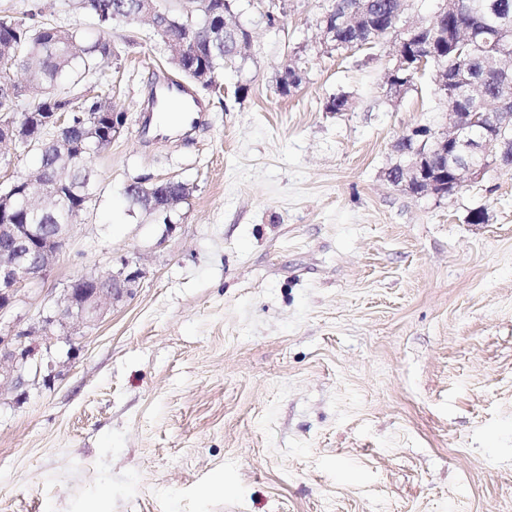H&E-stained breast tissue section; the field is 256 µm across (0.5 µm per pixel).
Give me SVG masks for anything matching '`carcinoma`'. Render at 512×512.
Returning <instances> with one entry per match:
<instances>
[{"instance_id":"1","label":"carcinoma","mask_w":512,"mask_h":512,"mask_svg":"<svg viewBox=\"0 0 512 512\" xmlns=\"http://www.w3.org/2000/svg\"><path fill=\"white\" fill-rule=\"evenodd\" d=\"M359 7L367 9L373 16V23L380 30L391 26L393 13L398 0H354ZM80 8L94 17L103 28L111 27L118 10L134 12L140 8V0H79ZM223 0H211L210 6L202 15L193 20H181L176 15L163 11L157 16L160 29L157 33L173 41L187 42L195 48L190 59L195 66L185 72L191 78L201 70L216 74L224 68V53L233 49V38L221 34L220 13ZM512 20V0H463V8L457 13H448L445 18L420 22L419 32L412 41L415 53L428 55L425 67L435 69L436 75L456 73L465 70L470 74L484 76L485 57L493 52L500 57L501 65L512 69V44L505 45L499 38V24L502 19ZM473 27L478 30L477 40L467 48L464 63L448 52V43L442 42V32L455 27ZM18 52V63L26 70L28 82L42 91V105L31 108L34 116L30 119L31 128L25 134L37 135V143L42 145L41 159L45 160L47 171H52L55 148L52 139L46 137L45 118L51 112H64L68 124L56 129L57 136L78 141L84 137L88 116L100 113V123L104 132L86 138V147L94 150L100 139L111 143L112 118L122 119L124 115L115 113L108 94H97L81 101L77 98H59L52 88L64 76L77 77L86 71L100 67L114 55L110 42L98 39L89 44L76 30H62L51 25L28 26L23 23L0 21V51ZM431 127L418 125L403 139L404 147L410 148L423 141L431 140ZM93 186V174L88 169L69 174L59 186L57 203L47 209L26 212L17 209L13 218L19 224H72L87 208L89 188Z\"/></svg>"}]
</instances>
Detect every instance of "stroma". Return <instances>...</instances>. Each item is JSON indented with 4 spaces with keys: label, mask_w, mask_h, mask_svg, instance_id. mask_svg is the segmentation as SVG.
I'll list each match as a JSON object with an SVG mask.
<instances>
[{
    "label": "stroma",
    "mask_w": 512,
    "mask_h": 512,
    "mask_svg": "<svg viewBox=\"0 0 512 512\" xmlns=\"http://www.w3.org/2000/svg\"><path fill=\"white\" fill-rule=\"evenodd\" d=\"M332 3L271 22L238 0L245 62L168 131L146 105L182 74L152 26L0 0L2 21L106 36L118 58L55 92L108 87L125 115L52 275L0 313L41 367L0 392V512H512V169L441 199L390 185L397 141L447 108L428 74L385 98L391 44L327 51ZM167 177L191 188L172 228L125 195ZM128 259L131 297L43 328L69 282Z\"/></svg>",
    "instance_id": "stroma-1"
}]
</instances>
